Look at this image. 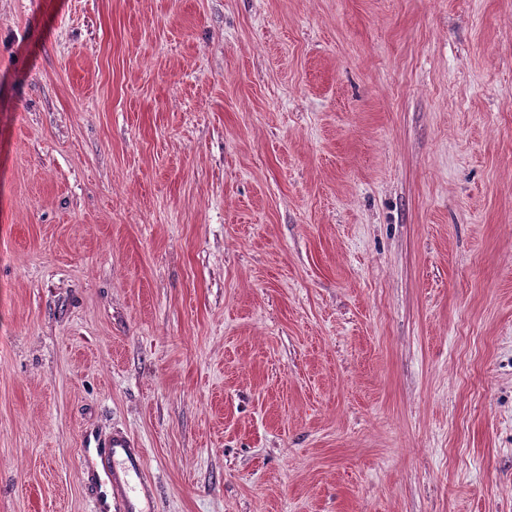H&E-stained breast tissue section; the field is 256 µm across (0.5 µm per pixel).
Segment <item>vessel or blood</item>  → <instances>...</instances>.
<instances>
[{
  "instance_id": "obj_1",
  "label": "vessel or blood",
  "mask_w": 512,
  "mask_h": 512,
  "mask_svg": "<svg viewBox=\"0 0 512 512\" xmlns=\"http://www.w3.org/2000/svg\"><path fill=\"white\" fill-rule=\"evenodd\" d=\"M86 475L88 483L104 485L113 512H155L146 455L129 434L116 432L106 439Z\"/></svg>"
}]
</instances>
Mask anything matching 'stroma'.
I'll return each mask as SVG.
<instances>
[{"label":"stroma","mask_w":512,"mask_h":512,"mask_svg":"<svg viewBox=\"0 0 512 512\" xmlns=\"http://www.w3.org/2000/svg\"><path fill=\"white\" fill-rule=\"evenodd\" d=\"M512 512V0H0V512ZM85 470L89 484L105 487L114 512H155L154 483L143 448L125 432H114Z\"/></svg>","instance_id":"35a3bbf8"}]
</instances>
